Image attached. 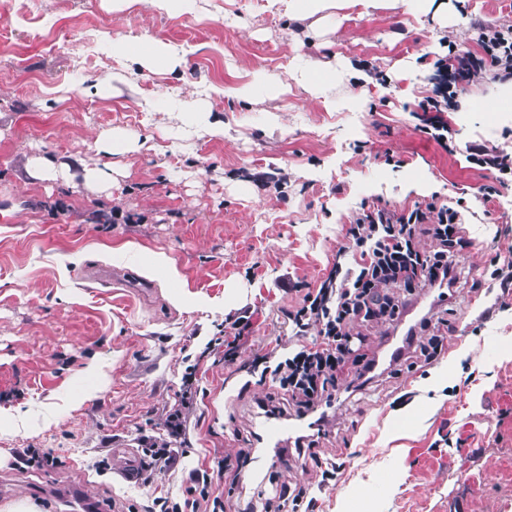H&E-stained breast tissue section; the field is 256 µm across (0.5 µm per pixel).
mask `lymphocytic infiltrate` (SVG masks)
Segmentation results:
<instances>
[{"mask_svg": "<svg viewBox=\"0 0 512 512\" xmlns=\"http://www.w3.org/2000/svg\"><path fill=\"white\" fill-rule=\"evenodd\" d=\"M482 56L449 53L438 59V82L432 96L420 102L428 119L423 128L437 143L448 141L451 129L442 114L454 107L459 82L486 67L498 70L501 79H512V26L480 28ZM431 242L421 250V238ZM341 254L353 257L351 267L335 265L320 287L306 292L302 303L287 314L295 335L316 330L315 342L283 355L268 351L256 355L249 372L270 376L282 400L262 404L263 412L306 419L308 432L297 447L314 448L328 422L325 407L335 398L343 379L364 387L379 378L386 367H414L436 359L444 348L442 329L448 326L447 292L460 282L458 259L469 247L458 209L436 202L399 212L372 206L345 229ZM437 290L434 304L420 317L419 327L407 330L387 364L354 352L353 342H366L368 329L399 326L421 292ZM198 364H189L181 378L176 402L161 416L159 434L143 437L145 455L153 468L174 467L180 447L188 439V417L198 394ZM215 477L193 471L186 489L191 503L172 495L154 498L152 512H224V501L214 494Z\"/></svg>", "mask_w": 512, "mask_h": 512, "instance_id": "obj_1", "label": "lymphocytic infiltrate"}]
</instances>
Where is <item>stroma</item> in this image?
I'll return each instance as SVG.
<instances>
[{
  "label": "stroma",
  "instance_id": "1",
  "mask_svg": "<svg viewBox=\"0 0 512 512\" xmlns=\"http://www.w3.org/2000/svg\"><path fill=\"white\" fill-rule=\"evenodd\" d=\"M512 25V0H411L300 19L286 0H183L167 12L128 0H0V488L41 512L77 485L104 512H146L182 496L190 471L228 468L227 512H261L251 443L270 381L237 372L205 343L249 316L238 363L310 343L284 315L319 287L362 208L405 210L464 200L471 241L447 305L446 350L424 367L341 393L320 440L335 461L321 481L308 452L279 448L280 483L306 489L313 512H512V289L490 279L512 260V184L491 201L481 145L512 155V126L484 112H445L444 148L418 104L435 61L480 53L482 25ZM160 41L179 58L149 72L118 52ZM334 69L322 98L292 86L245 102L235 87L299 66ZM103 91H96V84ZM224 124L220 137L212 122ZM112 132L110 142L99 141ZM138 142L135 151L127 142ZM53 163L31 176L29 160ZM62 161L71 170L59 169ZM109 178L95 192L82 167ZM148 284L145 292L136 291ZM201 356L190 444L172 470L121 479L112 451L136 448L174 403L187 356ZM41 448L53 464H20Z\"/></svg>",
  "mask_w": 512,
  "mask_h": 512
}]
</instances>
